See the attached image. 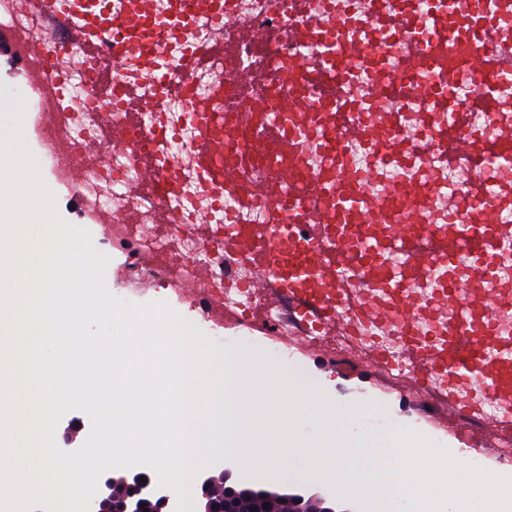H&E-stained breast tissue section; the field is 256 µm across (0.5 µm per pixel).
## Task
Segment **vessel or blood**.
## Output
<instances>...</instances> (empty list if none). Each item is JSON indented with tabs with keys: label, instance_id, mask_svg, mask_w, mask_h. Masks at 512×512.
<instances>
[{
	"label": "vessel or blood",
	"instance_id": "b4317fda",
	"mask_svg": "<svg viewBox=\"0 0 512 512\" xmlns=\"http://www.w3.org/2000/svg\"><path fill=\"white\" fill-rule=\"evenodd\" d=\"M105 14L99 0H13L43 34L13 37L29 87L43 102L46 147L68 156V79L52 71L81 51L90 81L111 79L123 116L83 156L134 154L137 180L160 196L164 223L193 234L224 226V280L234 301L202 289L207 318L243 320L250 295L287 299L282 340L316 349L326 336H362L367 370L394 380L421 411L480 427L497 447L512 442V290L491 287L499 247L512 243V0H268L278 24L247 20L242 0H187L177 18L149 0ZM201 30L172 62L165 47ZM254 54L244 58L242 47ZM219 56L206 89L192 91L202 61ZM133 57L136 75H108L106 57ZM287 78L288 92L267 89ZM180 97L195 130L173 164L159 153L177 138L164 123V96ZM140 129L149 151L134 149ZM271 155L264 177L249 169ZM407 164L379 184L395 154ZM191 167L201 188L183 196L173 168ZM192 220H185V208ZM139 221L124 194L98 216L111 228ZM468 276H455L459 262ZM248 267L238 278V267ZM453 304L452 315L437 307Z\"/></svg>",
	"mask_w": 512,
	"mask_h": 512
}]
</instances>
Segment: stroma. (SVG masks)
I'll return each mask as SVG.
<instances>
[{
  "label": "stroma",
  "instance_id": "1",
  "mask_svg": "<svg viewBox=\"0 0 512 512\" xmlns=\"http://www.w3.org/2000/svg\"><path fill=\"white\" fill-rule=\"evenodd\" d=\"M39 112L35 106L26 109V146L37 155L42 179L48 183L56 198L59 214L71 224L88 230L95 247L110 258L106 270V286L116 297H128L134 303L151 301L167 302L186 320L194 322L206 338L215 341L221 348L249 350L257 359L273 367L293 371L308 386L326 396L338 416L347 418L352 432L367 431L396 432L412 429L451 455L460 454L469 447L467 435L438 425L421 416L412 399L401 396L385 377L371 375L359 363L336 361L332 348L320 352L286 349L284 343L271 335L265 325H241L231 321H198L191 298L176 289L156 288L149 293H126L125 278L127 260L124 251L107 239L96 215L90 207L78 206L75 197L77 187L59 174L38 144L37 120Z\"/></svg>",
  "mask_w": 512,
  "mask_h": 512
}]
</instances>
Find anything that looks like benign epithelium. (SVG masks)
<instances>
[{
    "mask_svg": "<svg viewBox=\"0 0 512 512\" xmlns=\"http://www.w3.org/2000/svg\"><path fill=\"white\" fill-rule=\"evenodd\" d=\"M147 482H140V477ZM198 512H335L328 506L330 498L321 493L296 492L281 494L255 489L234 477L230 468L218 474H207L198 483ZM175 494L157 487L146 471L104 475L90 512H176Z\"/></svg>",
    "mask_w": 512,
    "mask_h": 512,
    "instance_id": "obj_1",
    "label": "benign epithelium"
}]
</instances>
